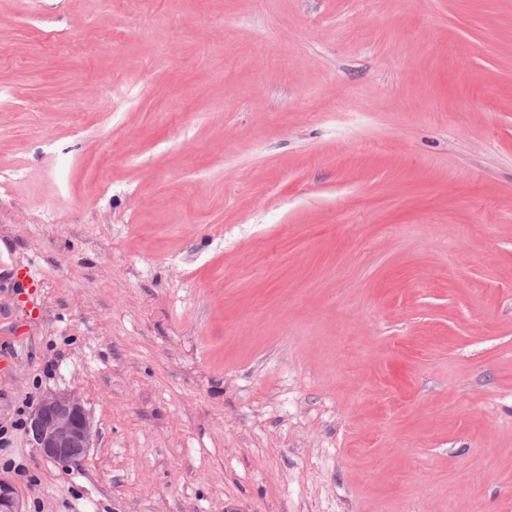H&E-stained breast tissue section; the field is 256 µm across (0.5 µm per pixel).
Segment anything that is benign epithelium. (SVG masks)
Listing matches in <instances>:
<instances>
[{
  "label": "benign epithelium",
  "instance_id": "1",
  "mask_svg": "<svg viewBox=\"0 0 512 512\" xmlns=\"http://www.w3.org/2000/svg\"><path fill=\"white\" fill-rule=\"evenodd\" d=\"M30 440L47 460L66 468L88 455L94 430L83 397L77 391L43 392L28 421ZM0 512H21L14 488L0 483Z\"/></svg>",
  "mask_w": 512,
  "mask_h": 512
}]
</instances>
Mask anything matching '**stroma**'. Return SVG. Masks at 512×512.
Segmentation results:
<instances>
[{"label":"stroma","instance_id":"35a3bbf8","mask_svg":"<svg viewBox=\"0 0 512 512\" xmlns=\"http://www.w3.org/2000/svg\"><path fill=\"white\" fill-rule=\"evenodd\" d=\"M48 389L23 512H512V0H0V426ZM28 434L45 459L64 468L78 465L93 448L92 421L77 391L43 392L29 416Z\"/></svg>","mask_w":512,"mask_h":512}]
</instances>
